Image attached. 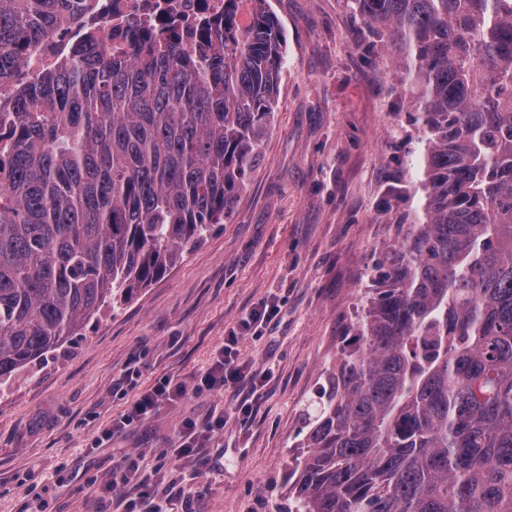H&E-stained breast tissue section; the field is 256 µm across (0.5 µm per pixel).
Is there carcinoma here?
Here are the masks:
<instances>
[{
  "label": "carcinoma",
  "instance_id": "obj_1",
  "mask_svg": "<svg viewBox=\"0 0 512 512\" xmlns=\"http://www.w3.org/2000/svg\"><path fill=\"white\" fill-rule=\"evenodd\" d=\"M249 2L189 46L88 33L0 108L1 382L235 211L285 64ZM353 4L415 92L425 201L308 413L293 512H512V0ZM86 5L0 0V83Z\"/></svg>",
  "mask_w": 512,
  "mask_h": 512
}]
</instances>
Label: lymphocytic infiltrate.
<instances>
[{
	"label": "lymphocytic infiltrate",
	"mask_w": 512,
	"mask_h": 512,
	"mask_svg": "<svg viewBox=\"0 0 512 512\" xmlns=\"http://www.w3.org/2000/svg\"><path fill=\"white\" fill-rule=\"evenodd\" d=\"M240 336L230 335L213 358L210 367L198 376L194 384L170 376L162 377L149 390L142 392L130 405L128 411L111 427L95 436V443L112 439L135 420L151 416L162 405L174 404L188 396L206 391L215 394H230L232 402L227 411L211 415L198 423L184 421L178 431L175 451L179 457L189 458L199 465L205 464V448L211 434L223 430L227 416L245 415L252 409L265 384L268 372L263 365L250 362L238 363L237 347ZM143 455L125 456L112 470V488L134 485V497H121V512H165L164 504L171 496H178L184 504L183 512H195L194 505L200 497L198 478L200 472L192 470L189 477L181 479L167 492H159L154 485L140 476Z\"/></svg>",
	"instance_id": "lymphocytic-infiltrate-1"
}]
</instances>
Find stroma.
I'll list each match as a JSON object with an SVG mask.
<instances>
[{
	"label": "stroma",
	"instance_id": "1",
	"mask_svg": "<svg viewBox=\"0 0 512 512\" xmlns=\"http://www.w3.org/2000/svg\"><path fill=\"white\" fill-rule=\"evenodd\" d=\"M286 39L275 120L229 223L216 225L163 279L103 307L33 367L0 383V512H99L96 493L122 456L141 453L158 487L193 460L172 457L182 422L225 408L203 393L161 408L100 447L94 434L135 391L117 381L131 359L146 388L191 380L251 310L278 313L242 359L268 379L246 420L212 436L199 512H288L309 405L322 392L400 221L421 215V134L395 58L346 0H270Z\"/></svg>",
	"mask_w": 512,
	"mask_h": 512
}]
</instances>
